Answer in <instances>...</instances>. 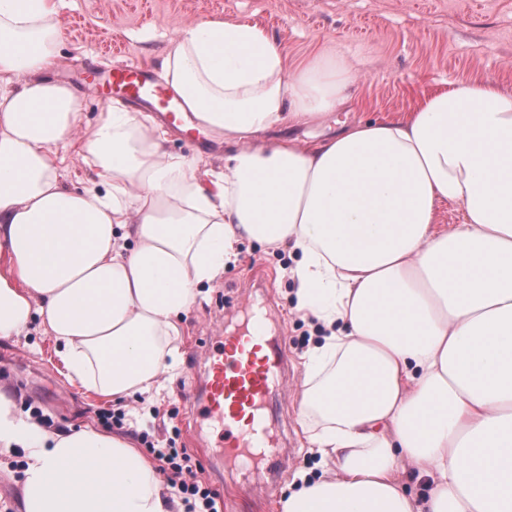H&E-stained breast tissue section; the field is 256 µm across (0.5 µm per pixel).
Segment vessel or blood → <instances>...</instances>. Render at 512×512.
I'll list each match as a JSON object with an SVG mask.
<instances>
[{
  "instance_id": "b4317fda",
  "label": "vessel or blood",
  "mask_w": 512,
  "mask_h": 512,
  "mask_svg": "<svg viewBox=\"0 0 512 512\" xmlns=\"http://www.w3.org/2000/svg\"><path fill=\"white\" fill-rule=\"evenodd\" d=\"M99 78V83L89 84V91L106 84L131 101L165 113L173 125L183 126L177 100L139 64L113 65ZM266 334L267 319L259 315L248 324L246 335L222 337L219 347L207 353L208 380L189 409L193 418L210 421L217 448L244 467L263 461L274 464L280 456L273 446L268 414L272 385L288 374V353L284 343L266 345Z\"/></svg>"
}]
</instances>
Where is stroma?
<instances>
[{
  "mask_svg": "<svg viewBox=\"0 0 512 512\" xmlns=\"http://www.w3.org/2000/svg\"><path fill=\"white\" fill-rule=\"evenodd\" d=\"M65 32L55 76L75 77L98 54L114 53L159 72L165 49L179 31L219 18L265 30L278 43L287 69L314 56H342L356 73L353 97L314 128L297 130L306 144L330 137L342 123L414 110L428 94L458 83L489 80L512 91V0H56ZM220 278L202 287L184 320L177 370L163 376L158 393L121 403L130 414L122 435L148 431L154 445H195L198 476L224 501V512H278L294 476L314 471L306 435L297 420L300 355L320 334L292 309L293 280L284 275V250L247 241ZM268 314L269 337L289 349V373L274 392L269 426L288 466L278 478L266 467L230 468L216 457L206 422L191 423L185 395L198 388L197 350L217 345L219 334L238 331L249 306ZM0 389L22 412L40 408L56 431L104 427L111 401L64 376L55 343L40 323L26 335L0 337Z\"/></svg>",
  "mask_w": 512,
  "mask_h": 512,
  "instance_id": "1",
  "label": "stroma"
}]
</instances>
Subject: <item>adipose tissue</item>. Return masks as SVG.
Segmentation results:
<instances>
[{"label": "adipose tissue", "mask_w": 512, "mask_h": 512, "mask_svg": "<svg viewBox=\"0 0 512 512\" xmlns=\"http://www.w3.org/2000/svg\"><path fill=\"white\" fill-rule=\"evenodd\" d=\"M61 40L53 0H0V337L40 321L70 382L146 395L237 245L287 248L294 310L323 332L299 386L322 473L281 512H512V92L459 84L306 146L291 130L351 98V68L286 71L264 30L206 19L160 73L224 136L223 167L203 170L150 114L88 124L50 76ZM443 202L462 223H438ZM16 448L23 512H180L132 440L45 430L0 391V454ZM64 183L71 189H81L85 185L90 171L81 156L75 154L66 157Z\"/></svg>", "instance_id": "1"}]
</instances>
